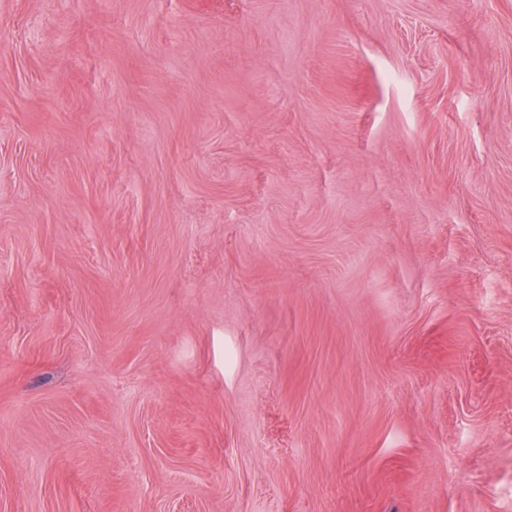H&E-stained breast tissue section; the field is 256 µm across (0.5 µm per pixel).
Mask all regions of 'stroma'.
I'll return each instance as SVG.
<instances>
[{"mask_svg": "<svg viewBox=\"0 0 512 512\" xmlns=\"http://www.w3.org/2000/svg\"><path fill=\"white\" fill-rule=\"evenodd\" d=\"M0 512H512V0H0Z\"/></svg>", "mask_w": 512, "mask_h": 512, "instance_id": "stroma-1", "label": "stroma"}]
</instances>
